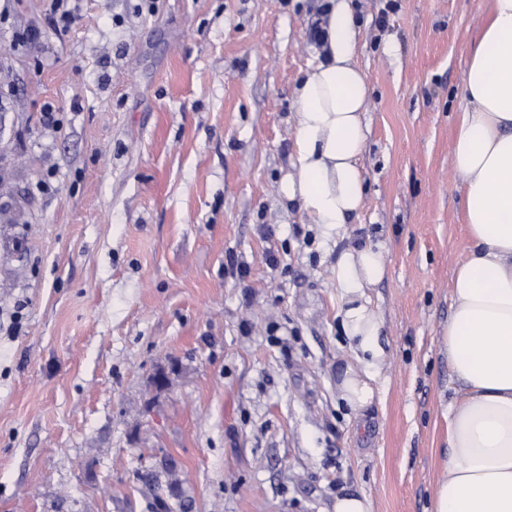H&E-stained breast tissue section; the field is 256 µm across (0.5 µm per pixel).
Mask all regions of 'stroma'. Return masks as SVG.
<instances>
[{"instance_id": "35a3bbf8", "label": "stroma", "mask_w": 512, "mask_h": 512, "mask_svg": "<svg viewBox=\"0 0 512 512\" xmlns=\"http://www.w3.org/2000/svg\"><path fill=\"white\" fill-rule=\"evenodd\" d=\"M137 2L76 0L59 33L47 0H0V512H432L477 0H348L368 133L338 232L279 193L326 0ZM364 244L388 272L360 421L336 262Z\"/></svg>"}]
</instances>
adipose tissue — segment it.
Wrapping results in <instances>:
<instances>
[{
  "instance_id": "1",
  "label": "adipose tissue",
  "mask_w": 512,
  "mask_h": 512,
  "mask_svg": "<svg viewBox=\"0 0 512 512\" xmlns=\"http://www.w3.org/2000/svg\"><path fill=\"white\" fill-rule=\"evenodd\" d=\"M484 13L458 86L463 110L452 143L469 246L453 273L443 334L457 388L434 512H512V0H487ZM327 32L325 54L293 92L295 172L280 191L312 223L338 229L364 202L368 87L354 62V18L344 2L332 7ZM385 272L370 246L344 252L336 266L341 326L352 344L337 388L358 416L376 398L374 369L383 356L379 317L364 290Z\"/></svg>"
}]
</instances>
